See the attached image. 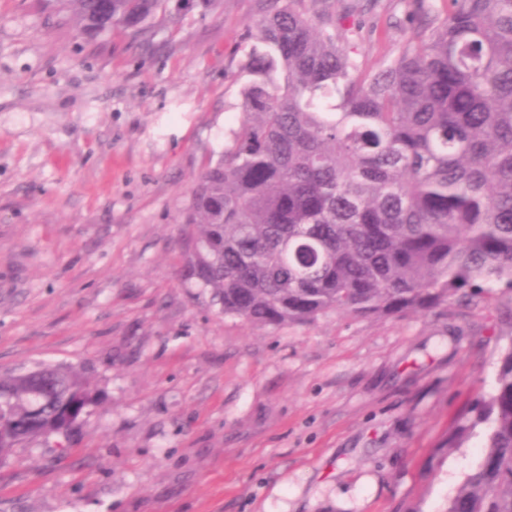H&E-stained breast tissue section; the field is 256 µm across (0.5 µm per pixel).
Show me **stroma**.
<instances>
[{
  "mask_svg": "<svg viewBox=\"0 0 512 512\" xmlns=\"http://www.w3.org/2000/svg\"><path fill=\"white\" fill-rule=\"evenodd\" d=\"M54 0H0V373L79 371L69 435L0 460V512H444L481 439L432 463L491 391L512 293L426 315L286 326L187 279L182 212L242 112L254 0H168L91 41ZM416 0H340L370 69Z\"/></svg>",
  "mask_w": 512,
  "mask_h": 512,
  "instance_id": "obj_1",
  "label": "stroma"
}]
</instances>
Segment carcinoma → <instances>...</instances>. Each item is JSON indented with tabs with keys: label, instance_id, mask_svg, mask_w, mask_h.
<instances>
[{
	"label": "carcinoma",
	"instance_id": "carcinoma-1",
	"mask_svg": "<svg viewBox=\"0 0 512 512\" xmlns=\"http://www.w3.org/2000/svg\"><path fill=\"white\" fill-rule=\"evenodd\" d=\"M338 0H255L242 113L184 208L187 277L224 316L280 326L402 317L512 288V0H448L374 71ZM89 39L141 35L165 0H59ZM493 388L440 450L483 439L444 512H512V332ZM72 369L0 375V457L95 405Z\"/></svg>",
	"mask_w": 512,
	"mask_h": 512
}]
</instances>
